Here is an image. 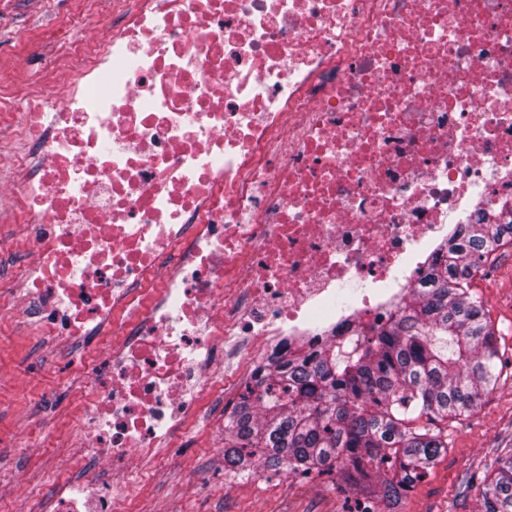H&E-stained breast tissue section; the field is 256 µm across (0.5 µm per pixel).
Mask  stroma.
<instances>
[{
    "label": "stroma",
    "instance_id": "stroma-1",
    "mask_svg": "<svg viewBox=\"0 0 512 512\" xmlns=\"http://www.w3.org/2000/svg\"><path fill=\"white\" fill-rule=\"evenodd\" d=\"M79 11L88 14V35L107 33L112 0H49L40 11L30 0H6L0 9V96L13 113L22 112L27 93L57 55L46 34L68 38L65 21ZM17 55L26 59L24 70L11 66ZM473 288L489 311L501 352L512 360V251ZM87 361L100 375L111 365L96 335L60 344L0 318V512L29 506L48 512L54 481L75 489L90 478L120 499L122 512H347L345 493L327 477L303 482L260 467L243 477L225 473L222 421L230 404L221 399L202 405L194 428L164 449L147 474L116 475L110 466L77 459L72 442L86 400L79 371ZM449 432L447 453L408 494L401 512H477L473 482L495 452L512 448V367Z\"/></svg>",
    "mask_w": 512,
    "mask_h": 512
}]
</instances>
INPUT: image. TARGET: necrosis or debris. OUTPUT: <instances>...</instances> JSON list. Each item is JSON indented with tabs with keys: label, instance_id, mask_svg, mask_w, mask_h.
<instances>
[{
	"label": "necrosis or debris",
	"instance_id": "1",
	"mask_svg": "<svg viewBox=\"0 0 512 512\" xmlns=\"http://www.w3.org/2000/svg\"><path fill=\"white\" fill-rule=\"evenodd\" d=\"M14 122L29 262L0 316L96 325L76 446L154 461L284 342L388 316L460 225L512 208V0H113ZM360 285L349 310L331 297ZM232 355L215 372L210 351ZM57 512H119L95 480Z\"/></svg>",
	"mask_w": 512,
	"mask_h": 512
}]
</instances>
